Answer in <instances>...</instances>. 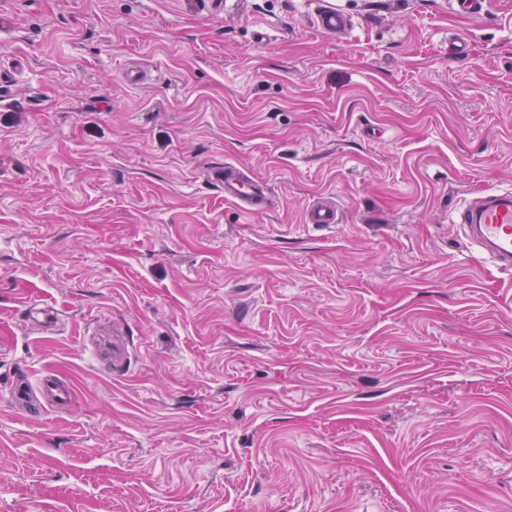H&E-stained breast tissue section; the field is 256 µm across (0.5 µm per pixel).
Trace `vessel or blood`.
Masks as SVG:
<instances>
[{"instance_id":"1","label":"vessel or blood","mask_w":512,"mask_h":512,"mask_svg":"<svg viewBox=\"0 0 512 512\" xmlns=\"http://www.w3.org/2000/svg\"><path fill=\"white\" fill-rule=\"evenodd\" d=\"M317 30L329 36H341L350 27V20L341 11L324 7L314 16ZM210 177L223 186L226 200L240 204L248 213L265 211L271 202L267 184L258 180L234 164L212 168ZM309 224L329 225L338 223L339 217L334 205L316 201L305 211ZM457 222L468 229L470 234L489 254L494 266L503 272L512 273V193L485 196L475 208L464 209ZM72 392L55 379L47 377L41 383L40 392L18 390L13 394L17 408L29 415L44 412L48 403L65 404Z\"/></svg>"}]
</instances>
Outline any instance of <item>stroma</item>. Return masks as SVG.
Masks as SVG:
<instances>
[{"label": "stroma", "mask_w": 512, "mask_h": 512, "mask_svg": "<svg viewBox=\"0 0 512 512\" xmlns=\"http://www.w3.org/2000/svg\"><path fill=\"white\" fill-rule=\"evenodd\" d=\"M223 2L0 0V512H512V0ZM317 30L329 36H342L350 27V20L341 11L334 8H319L314 16ZM213 181L224 187V198L240 204L248 213L264 212L271 202L268 185L237 165L224 163L210 171ZM455 223L468 229L497 269L512 273L511 192L486 195L477 207H466ZM305 223L329 225L338 224L339 217L336 207L321 200L314 202L305 211ZM13 401L17 408L28 415L41 414L47 408L46 403L32 391L16 390L13 394Z\"/></svg>", "instance_id": "1"}]
</instances>
